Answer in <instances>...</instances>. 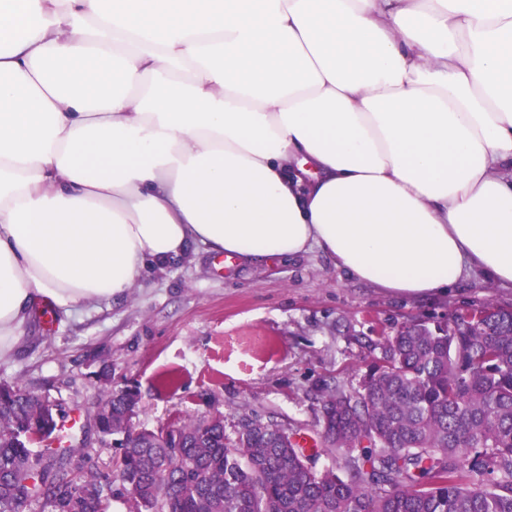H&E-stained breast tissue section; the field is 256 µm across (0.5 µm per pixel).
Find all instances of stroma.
<instances>
[{
	"label": "stroma",
	"instance_id": "35a3bbf8",
	"mask_svg": "<svg viewBox=\"0 0 512 512\" xmlns=\"http://www.w3.org/2000/svg\"><path fill=\"white\" fill-rule=\"evenodd\" d=\"M489 301L512 307V287L472 272L448 294L402 299L349 277L321 251L224 264L204 248L148 267L122 297L70 316L35 314L0 355V381L54 401L90 426L98 376L137 386L138 426L203 415L234 434L243 416L319 438L318 387L357 384L380 334L403 321H444Z\"/></svg>",
	"mask_w": 512,
	"mask_h": 512
}]
</instances>
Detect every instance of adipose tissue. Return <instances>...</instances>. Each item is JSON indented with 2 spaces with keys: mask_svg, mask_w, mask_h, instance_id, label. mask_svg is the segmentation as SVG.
I'll use <instances>...</instances> for the list:
<instances>
[{
  "mask_svg": "<svg viewBox=\"0 0 512 512\" xmlns=\"http://www.w3.org/2000/svg\"><path fill=\"white\" fill-rule=\"evenodd\" d=\"M195 245L512 286V0H0V355Z\"/></svg>",
  "mask_w": 512,
  "mask_h": 512,
  "instance_id": "adipose-tissue-1",
  "label": "adipose tissue"
}]
</instances>
